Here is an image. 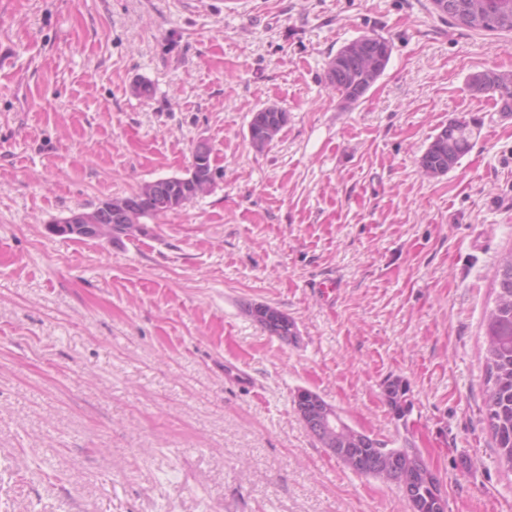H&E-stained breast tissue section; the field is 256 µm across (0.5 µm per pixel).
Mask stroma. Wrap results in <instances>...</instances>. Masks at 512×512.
<instances>
[{"label": "stroma", "mask_w": 512, "mask_h": 512, "mask_svg": "<svg viewBox=\"0 0 512 512\" xmlns=\"http://www.w3.org/2000/svg\"><path fill=\"white\" fill-rule=\"evenodd\" d=\"M372 34L389 62L343 109L328 62ZM487 69L512 71V33L431 0H0V512H411L311 436L301 388L419 449L447 512H512L483 403L481 321L512 248V112L467 88ZM270 105L288 122L258 153ZM456 119L473 149L422 176ZM200 141L210 193L147 234L50 233L185 176ZM228 360L253 387L225 381ZM287 121V112L277 107H263L254 112L249 123V138L253 148L262 152L274 141ZM270 132H274L275 135L265 146H258L254 143L256 140L265 139ZM252 303H248L245 305V311H247L248 313L250 312V316L252 318H254L256 321H261L259 322V324L265 329L267 330L271 335L273 336H277L278 338L282 339L283 340V337H284V340L285 341H291V342H295L298 338V336H293V334L296 333L294 327L296 328L295 326V323L293 320H291L288 315L282 313L281 311H279V309H277L276 307L272 308V310L279 314L282 318L285 319L286 323L288 324V327L285 328L286 331H288V333L290 332V328H291V334L289 336H283L281 334V332L279 331V329H282L283 327L279 326L277 323L273 324V327L272 328H266L265 324H272L275 322V319L273 318L272 316V311L269 310L266 306L264 305H258V304H255V305H252L251 308H250V305ZM250 308V309H249ZM265 323V324H264ZM283 336V337H282ZM407 390L399 381L389 382L384 389V397L397 421L406 423L409 413L405 399Z\"/></svg>", "instance_id": "obj_1"}]
</instances>
